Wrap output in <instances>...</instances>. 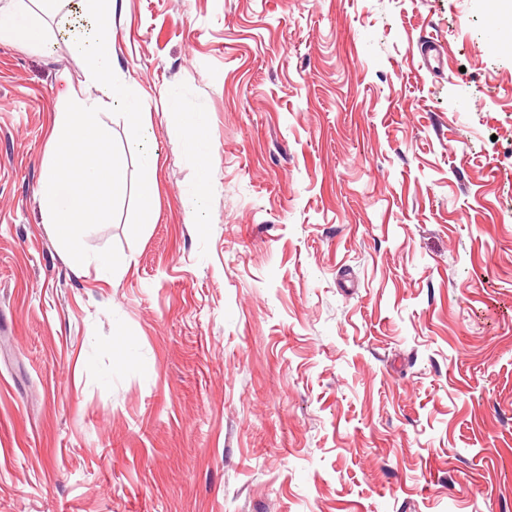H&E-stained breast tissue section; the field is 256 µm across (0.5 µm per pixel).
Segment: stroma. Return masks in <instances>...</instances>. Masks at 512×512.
Wrapping results in <instances>:
<instances>
[{
	"mask_svg": "<svg viewBox=\"0 0 512 512\" xmlns=\"http://www.w3.org/2000/svg\"><path fill=\"white\" fill-rule=\"evenodd\" d=\"M123 7L157 162L135 238V147L104 115L124 191L85 245L127 258L111 284L74 275L39 205L88 67L0 41V512H512V10ZM166 102L170 111L182 114L184 118L182 163L186 167L203 172L211 152L209 143L202 135L204 113L183 112V94L177 87L168 90Z\"/></svg>",
	"mask_w": 512,
	"mask_h": 512,
	"instance_id": "35a3bbf8",
	"label": "stroma"
}]
</instances>
